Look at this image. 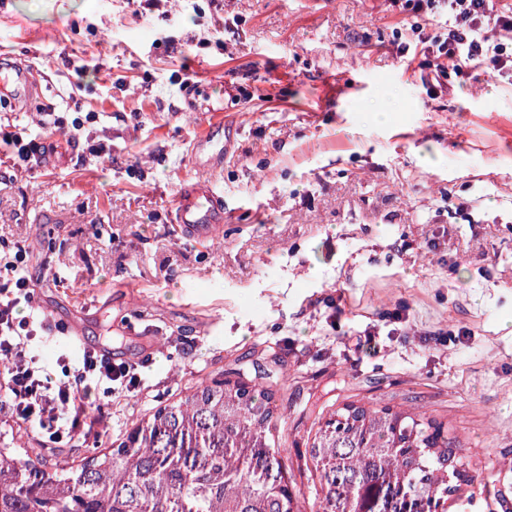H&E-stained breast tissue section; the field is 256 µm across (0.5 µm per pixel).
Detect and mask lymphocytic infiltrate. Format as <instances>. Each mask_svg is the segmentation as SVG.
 I'll return each instance as SVG.
<instances>
[{"label": "lymphocytic infiltrate", "mask_w": 512, "mask_h": 512, "mask_svg": "<svg viewBox=\"0 0 512 512\" xmlns=\"http://www.w3.org/2000/svg\"><path fill=\"white\" fill-rule=\"evenodd\" d=\"M494 30L512 33V7L503 0H448V26L434 36L425 34L419 23L409 27L436 74L484 65L512 78V46L492 39ZM28 253L21 242L0 250V404L17 422L49 435L56 444L77 435L104 437L102 421L112 402L96 397L95 389L106 384L124 394L140 393V366L113 362L94 349L83 350L74 360L62 359L65 377L60 381L35 365L28 346L52 329L47 315L33 305L35 290L59 274L49 267L33 268ZM25 304L30 312L23 316L19 309Z\"/></svg>", "instance_id": "lymphocytic-infiltrate-1"}]
</instances>
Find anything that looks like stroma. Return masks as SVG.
Instances as JSON below:
<instances>
[{
  "label": "stroma",
  "instance_id": "obj_1",
  "mask_svg": "<svg viewBox=\"0 0 512 512\" xmlns=\"http://www.w3.org/2000/svg\"><path fill=\"white\" fill-rule=\"evenodd\" d=\"M404 0H0V58L40 94L0 104L29 137L36 113L97 112L65 160L0 147V243L59 269L37 303L57 323L33 349L54 377L82 324L124 357L127 323L156 337L146 389L113 395L107 438L61 446L0 408V446L86 462L205 378L263 377L284 471L306 502L307 440L347 403L419 406L464 450L457 512H512V81L435 77ZM238 132L206 176L196 138ZM110 146L108 158L87 147ZM212 178L217 240L181 235L178 197ZM466 329L456 342L444 329ZM374 331L379 351L356 349Z\"/></svg>",
  "mask_w": 512,
  "mask_h": 512
}]
</instances>
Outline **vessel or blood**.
<instances>
[{
  "label": "vessel or blood",
  "instance_id": "vessel-or-blood-1",
  "mask_svg": "<svg viewBox=\"0 0 512 512\" xmlns=\"http://www.w3.org/2000/svg\"><path fill=\"white\" fill-rule=\"evenodd\" d=\"M37 85L33 72L25 67L0 68L1 93L19 97ZM227 148V143L216 140L212 130H205L194 143L196 166L217 171ZM175 222L184 234L197 240L210 241L217 237L224 226V200L217 194L213 182H195L184 187L176 207Z\"/></svg>",
  "mask_w": 512,
  "mask_h": 512
}]
</instances>
